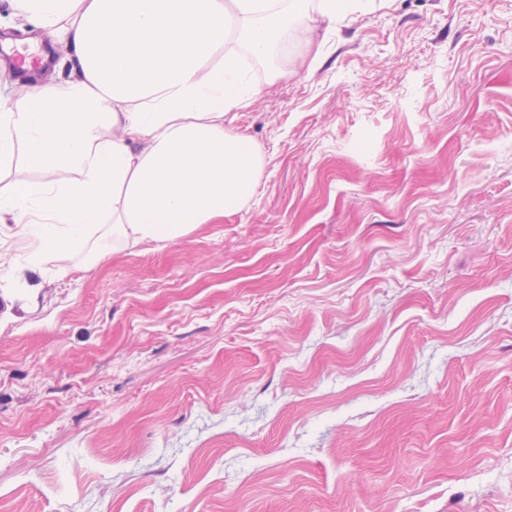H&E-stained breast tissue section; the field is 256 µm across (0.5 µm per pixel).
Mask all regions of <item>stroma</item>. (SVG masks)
<instances>
[{
	"mask_svg": "<svg viewBox=\"0 0 512 512\" xmlns=\"http://www.w3.org/2000/svg\"><path fill=\"white\" fill-rule=\"evenodd\" d=\"M225 115L237 211L0 240V512H512V0H362Z\"/></svg>",
	"mask_w": 512,
	"mask_h": 512,
	"instance_id": "obj_1",
	"label": "stroma"
}]
</instances>
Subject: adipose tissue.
<instances>
[{
  "mask_svg": "<svg viewBox=\"0 0 512 512\" xmlns=\"http://www.w3.org/2000/svg\"><path fill=\"white\" fill-rule=\"evenodd\" d=\"M19 27L48 31L77 68L0 93V236L25 265L66 271L79 247L180 239L254 193L260 151L224 126L257 93L238 65L262 59L303 17L334 25L343 0H7Z\"/></svg>",
  "mask_w": 512,
  "mask_h": 512,
  "instance_id": "ef3b65f1",
  "label": "adipose tissue"
}]
</instances>
